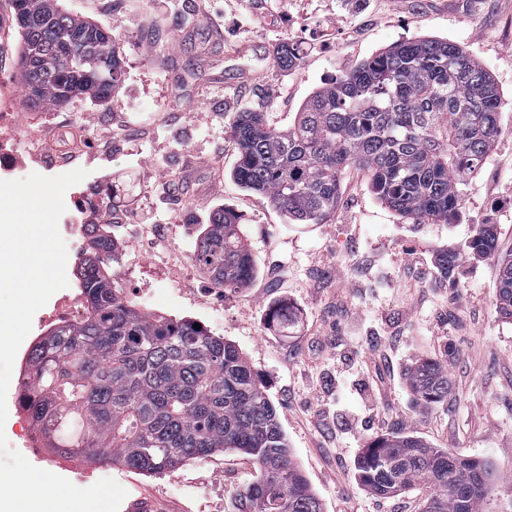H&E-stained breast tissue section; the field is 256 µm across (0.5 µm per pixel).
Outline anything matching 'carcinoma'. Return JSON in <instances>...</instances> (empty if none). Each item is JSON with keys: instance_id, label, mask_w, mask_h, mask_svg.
<instances>
[{"instance_id": "cac0c4a2", "label": "carcinoma", "mask_w": 512, "mask_h": 512, "mask_svg": "<svg viewBox=\"0 0 512 512\" xmlns=\"http://www.w3.org/2000/svg\"><path fill=\"white\" fill-rule=\"evenodd\" d=\"M13 3L30 105L111 96L121 61L110 32L52 0ZM500 106L489 72L458 44L408 39L319 87L286 125L268 112L238 113L230 129L239 153L234 178L267 197L288 223L325 224L342 176L357 167L368 173L375 197L401 217L446 224L466 176L485 164L500 133ZM84 233L74 276L85 316L40 337L21 373L19 403L38 440L66 458L146 475L236 451L257 469L238 494L242 512H322L246 355L190 320L136 308L116 286L112 237L97 224ZM467 248L496 256V225H479ZM192 260L228 292L255 274L239 216L229 209L202 229ZM436 265L456 281V255L442 253ZM496 305L512 320V255L499 262ZM267 321L290 334L298 324L288 305L271 308ZM406 380L423 409L448 399V371L435 361L411 365ZM356 471L378 497L429 489L424 512H482L493 477L484 463L401 432L371 440Z\"/></svg>"}]
</instances>
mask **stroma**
Segmentation results:
<instances>
[{"instance_id": "1", "label": "stroma", "mask_w": 512, "mask_h": 512, "mask_svg": "<svg viewBox=\"0 0 512 512\" xmlns=\"http://www.w3.org/2000/svg\"><path fill=\"white\" fill-rule=\"evenodd\" d=\"M61 3L115 36L122 77L111 97L29 108L15 58L0 59V92L18 115L20 153L63 119L95 130L108 115L119 128L120 148L92 147L80 186L105 197L90 221L111 225L126 298L197 322L247 355L323 512H422L426 488L381 498L355 477L361 448L391 431L487 464L494 487L485 512H512V321L496 309V260L465 249L477 225L492 224L501 252L512 251V0H112L105 10ZM217 18L220 41L210 37ZM412 37L458 43L502 100V132L453 221L402 218L376 199L361 170L343 175L325 224L287 223L265 196L234 182L238 112L287 119L332 77ZM288 43L298 58L283 68L275 54ZM224 207L240 216L255 264L249 284L231 293L191 262L204 225ZM147 224L155 235L144 233ZM447 251L460 258L453 286L435 263ZM282 303L300 315L294 334L267 321ZM420 358L440 361L452 382L447 401L428 410L404 380ZM5 432L34 466L88 486L114 479L127 502L145 500L152 512H239L236 493L256 476L230 451L157 476L58 457L35 447L29 418L13 402Z\"/></svg>"}]
</instances>
